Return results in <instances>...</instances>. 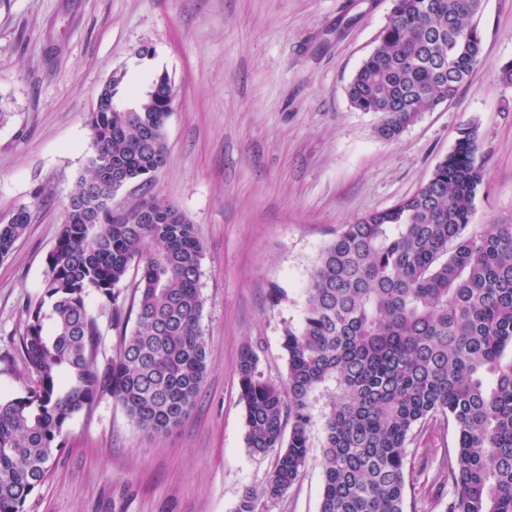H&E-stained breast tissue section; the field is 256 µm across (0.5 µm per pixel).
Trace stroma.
I'll return each instance as SVG.
<instances>
[{
	"instance_id": "obj_1",
	"label": "stroma",
	"mask_w": 512,
	"mask_h": 512,
	"mask_svg": "<svg viewBox=\"0 0 512 512\" xmlns=\"http://www.w3.org/2000/svg\"><path fill=\"white\" fill-rule=\"evenodd\" d=\"M391 0H0V223L22 205L32 220L0 261V396L24 394L19 340L90 154L88 114L115 68L133 106L152 76L178 88L167 162L152 191L198 224L204 245L201 320L208 373L173 432L136 428L102 399L65 428L50 478L25 512H235L271 475L275 452L246 442L236 371L252 345L264 377L287 375L284 329L300 325L305 289L336 230L411 196L475 132L483 183L472 224H512V0H483V56L456 98L399 140L355 109L347 87L374 50ZM147 45L154 56L137 62ZM286 294L272 304L270 292ZM313 401L300 478L263 512H319L324 415ZM439 467L414 476L407 512H443Z\"/></svg>"
}]
</instances>
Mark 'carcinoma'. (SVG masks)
Instances as JSON below:
<instances>
[{
  "label": "carcinoma",
  "instance_id": "1",
  "mask_svg": "<svg viewBox=\"0 0 512 512\" xmlns=\"http://www.w3.org/2000/svg\"><path fill=\"white\" fill-rule=\"evenodd\" d=\"M482 0H393L379 43L347 87L351 104L400 139L424 112L455 98L481 63L473 23ZM111 74L90 112V156L69 195L40 298L26 305L20 340L30 385L0 397V512H24L48 479L70 419L109 396L149 434L180 427L204 384L200 321L204 247L198 225L152 193L166 160L172 85L156 75L132 107ZM474 130L413 195L344 224L320 252L301 325L286 326L287 378H263L245 346L237 370L246 441L277 452L261 492L236 512H261L301 476L312 397L333 384L325 417L319 512H406L408 446L436 423L456 449L445 512H512V224H470L483 182ZM144 192L112 208L125 182ZM31 220L22 205L0 224V259ZM132 289L131 310L122 290ZM95 290L121 333L106 357L86 296Z\"/></svg>",
  "mask_w": 512,
  "mask_h": 512
}]
</instances>
